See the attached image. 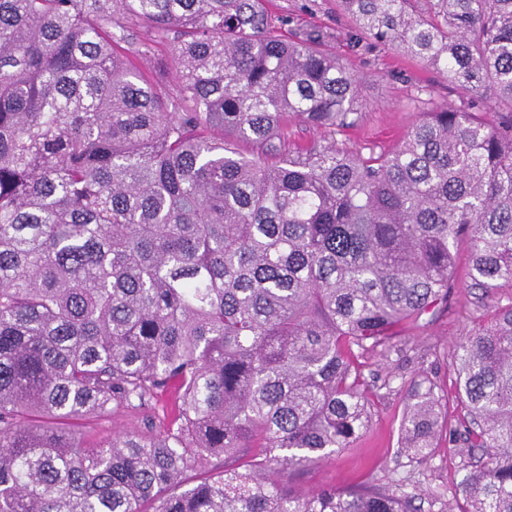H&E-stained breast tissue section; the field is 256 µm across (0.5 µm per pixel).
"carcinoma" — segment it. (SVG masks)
Listing matches in <instances>:
<instances>
[{"mask_svg": "<svg viewBox=\"0 0 512 512\" xmlns=\"http://www.w3.org/2000/svg\"><path fill=\"white\" fill-rule=\"evenodd\" d=\"M266 2L0 0V512H420L400 481H290L368 428L361 359L448 306L460 240L471 287L512 286V0H340L466 90L380 152L336 140L351 66ZM159 46L176 95L134 62ZM290 117L330 141L286 146ZM453 365L448 452L484 455L465 512H512V303ZM166 393L159 434L84 444L78 421ZM441 404L413 383L417 466Z\"/></svg>", "mask_w": 512, "mask_h": 512, "instance_id": "obj_1", "label": "carcinoma"}]
</instances>
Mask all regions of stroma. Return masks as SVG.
Instances as JSON below:
<instances>
[{"label":"stroma","mask_w":512,"mask_h":512,"mask_svg":"<svg viewBox=\"0 0 512 512\" xmlns=\"http://www.w3.org/2000/svg\"><path fill=\"white\" fill-rule=\"evenodd\" d=\"M268 7L272 18H292V26L282 27V34L307 26L326 30L331 35L326 44L328 52L348 61L357 73L365 106L357 124L337 136L348 149L396 146L418 117L410 100L415 86H428L435 105L456 106L464 96L462 90L448 86L434 70L387 45L357 36L354 22L339 0H268ZM511 302L512 287L505 285L486 294L468 287L465 278H458L447 308L419 325L402 329L398 338L400 353L386 360L375 355L365 358L363 374L369 383L381 385L386 379L391 382L390 388L382 392L368 429L350 448L296 475L292 489H349L368 479L406 475L404 461L397 456L398 438L409 385L422 378L436 383L443 396L440 418L445 431L422 468L419 487L454 489L466 472L469 458L448 453V431L463 414L451 366L453 350L462 336L486 324L489 306ZM170 409V398L163 397L143 407L120 410L108 418L81 420L80 428L90 445L108 441L119 433L154 434L169 418Z\"/></svg>","instance_id":"35a3bbf8"}]
</instances>
